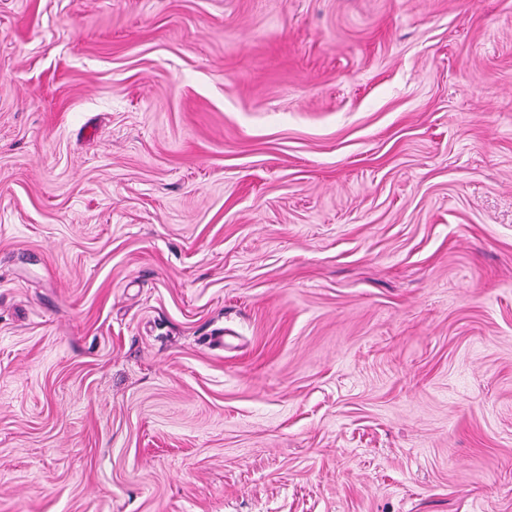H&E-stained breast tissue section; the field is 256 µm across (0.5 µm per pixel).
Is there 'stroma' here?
<instances>
[{"mask_svg": "<svg viewBox=\"0 0 512 512\" xmlns=\"http://www.w3.org/2000/svg\"><path fill=\"white\" fill-rule=\"evenodd\" d=\"M0 512H512V0H0Z\"/></svg>", "mask_w": 512, "mask_h": 512, "instance_id": "35a3bbf8", "label": "stroma"}]
</instances>
